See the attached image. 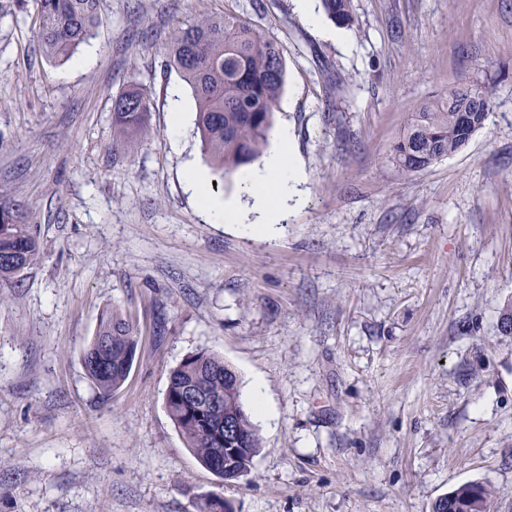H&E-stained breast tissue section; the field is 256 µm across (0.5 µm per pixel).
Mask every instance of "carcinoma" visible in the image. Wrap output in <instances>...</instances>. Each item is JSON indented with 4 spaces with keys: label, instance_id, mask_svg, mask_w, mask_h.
<instances>
[{
    "label": "carcinoma",
    "instance_id": "1",
    "mask_svg": "<svg viewBox=\"0 0 512 512\" xmlns=\"http://www.w3.org/2000/svg\"><path fill=\"white\" fill-rule=\"evenodd\" d=\"M102 0H38L37 36L50 59H69L98 23ZM327 17L351 26L350 0H321ZM170 63L190 87L197 104L196 125L201 151L221 177L257 162L269 139L274 112L286 82V63L275 39L235 16L205 17L177 29ZM494 91L486 84L450 88L422 106L391 148L402 175L422 171L459 152L488 121ZM149 101L133 88L113 102L112 128L123 136L146 132ZM39 242L28 224L0 221V278L11 279L39 255ZM135 353L132 325L112 311L104 312L95 335L81 351L87 377L106 398L119 388ZM165 408L175 430L198 462L208 468L224 452V424L243 447L225 459L218 477L236 480L248 474L261 448L260 437L242 403L236 371L214 353L187 356L169 376ZM196 395L193 404L185 393ZM448 505L435 512H493V492L479 482L458 485Z\"/></svg>",
    "mask_w": 512,
    "mask_h": 512
}]
</instances>
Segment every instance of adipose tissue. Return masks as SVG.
Wrapping results in <instances>:
<instances>
[{
  "instance_id": "ef3b65f1",
  "label": "adipose tissue",
  "mask_w": 512,
  "mask_h": 512,
  "mask_svg": "<svg viewBox=\"0 0 512 512\" xmlns=\"http://www.w3.org/2000/svg\"><path fill=\"white\" fill-rule=\"evenodd\" d=\"M270 138L273 143L272 151L263 158L260 165L244 171L241 175L243 186L264 202L258 218L246 227L247 232L252 235L260 236L275 232L278 224L287 218L288 200L301 195V186L306 181L302 165L293 156L292 137L288 125L273 128ZM187 181L189 187L198 194L204 211L212 221L239 223L236 206L210 193L206 172L191 170Z\"/></svg>"
}]
</instances>
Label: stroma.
Listing matches in <instances>:
<instances>
[{
  "label": "stroma",
  "mask_w": 512,
  "mask_h": 512,
  "mask_svg": "<svg viewBox=\"0 0 512 512\" xmlns=\"http://www.w3.org/2000/svg\"><path fill=\"white\" fill-rule=\"evenodd\" d=\"M323 30L293 0H104L64 62L37 0H0V211L40 255L0 279V512H432L457 485L512 512V0H351ZM230 14L282 46L276 123L301 200L272 237L200 210L196 103L180 142L175 31ZM490 83L492 114L458 153L407 176L390 148L449 87ZM150 101L115 142L112 103ZM131 319L134 362L102 399L79 350L102 310ZM205 350L237 372L257 424L251 471L221 481L171 423V371Z\"/></svg>",
  "instance_id": "obj_1"
}]
</instances>
